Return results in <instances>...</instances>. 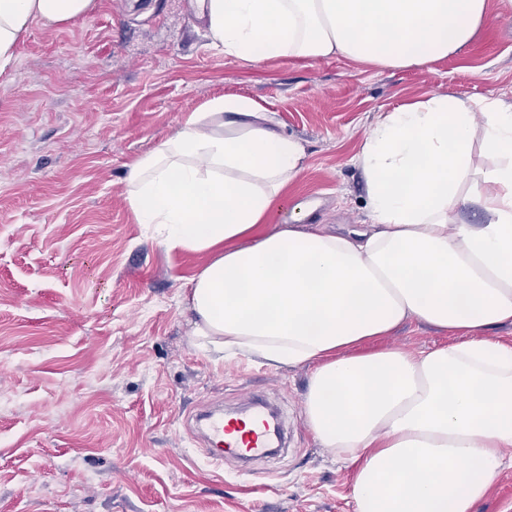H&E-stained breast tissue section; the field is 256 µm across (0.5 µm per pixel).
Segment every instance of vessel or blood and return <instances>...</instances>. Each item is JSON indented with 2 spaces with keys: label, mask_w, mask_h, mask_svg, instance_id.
Here are the masks:
<instances>
[{
  "label": "vessel or blood",
  "mask_w": 512,
  "mask_h": 512,
  "mask_svg": "<svg viewBox=\"0 0 512 512\" xmlns=\"http://www.w3.org/2000/svg\"><path fill=\"white\" fill-rule=\"evenodd\" d=\"M201 431L209 444L211 463H223L225 457H259L272 446V424L262 404L253 402L245 416H227L208 411L200 417Z\"/></svg>",
  "instance_id": "obj_1"
}]
</instances>
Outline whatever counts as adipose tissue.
I'll return each mask as SVG.
<instances>
[{"label":"adipose tissue","instance_id":"1","mask_svg":"<svg viewBox=\"0 0 512 512\" xmlns=\"http://www.w3.org/2000/svg\"><path fill=\"white\" fill-rule=\"evenodd\" d=\"M188 5L243 65L420 67L512 19V0ZM93 6L0 0V75L33 22ZM305 161L252 100L216 98L131 165L127 197L164 250L211 255L184 290L199 350L311 366L305 420L352 466L354 512H473L512 468V345L489 335L512 325V102L432 92L378 115L355 158L369 221L335 233L286 193ZM409 321L461 339L417 353L386 345Z\"/></svg>","mask_w":512,"mask_h":512}]
</instances>
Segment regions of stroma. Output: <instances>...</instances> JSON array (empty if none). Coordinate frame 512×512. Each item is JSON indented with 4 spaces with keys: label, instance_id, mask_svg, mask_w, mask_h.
<instances>
[{
    "label": "stroma",
    "instance_id": "35a3bbf8",
    "mask_svg": "<svg viewBox=\"0 0 512 512\" xmlns=\"http://www.w3.org/2000/svg\"><path fill=\"white\" fill-rule=\"evenodd\" d=\"M431 91L512 102V19L409 69L337 56L243 66L186 0H95L33 24L0 77V512H352L350 470L305 422L309 369L213 362L183 288L209 260L166 252L127 196L136 158L218 97H246L304 144L289 197L312 223L368 219L354 161L370 125ZM254 393L287 446L213 466L193 421Z\"/></svg>",
    "mask_w": 512,
    "mask_h": 512
}]
</instances>
